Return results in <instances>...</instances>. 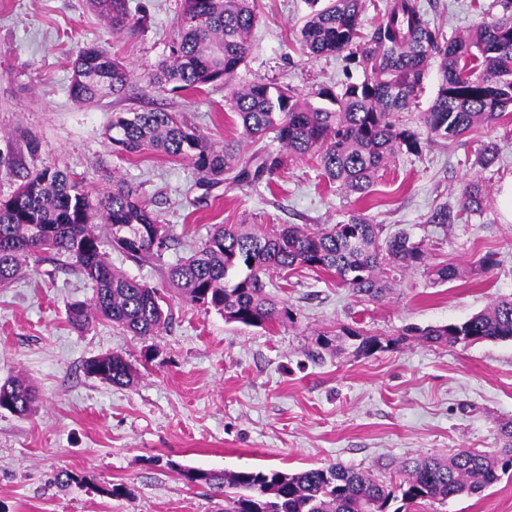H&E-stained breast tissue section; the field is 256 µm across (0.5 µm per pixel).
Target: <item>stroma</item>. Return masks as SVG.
<instances>
[{
    "label": "stroma",
    "instance_id": "obj_1",
    "mask_svg": "<svg viewBox=\"0 0 512 512\" xmlns=\"http://www.w3.org/2000/svg\"><path fill=\"white\" fill-rule=\"evenodd\" d=\"M180 2L129 0L145 22L115 33L86 0H0V198L17 190L22 166L68 171L95 196L119 175L177 238L160 263L107 251L114 269L159 288L172 313L168 328L148 342L106 322L73 330L66 307L91 297L93 288L59 263L44 261L0 286V382L21 377L37 393L28 416L0 411V512H219L222 498L186 485L179 468L294 473L339 463L390 481L405 458L500 447L499 428L512 421V341L429 345L401 333L463 321L512 294V222L498 202L501 187L512 183V112L459 140L398 155L363 199L330 185L308 158L287 162L267 184L208 189L188 160L123 153L108 135L113 113L162 109L216 143L239 139L227 87L175 93L143 79L166 54ZM420 4L449 35H466L501 14L495 0ZM256 5L252 50L235 84L266 78L310 98L364 80L362 65L347 54L311 59L302 52L305 0ZM91 44L118 56L131 83L121 97L84 105L69 85L77 52ZM487 143L497 152L484 167L477 151ZM474 180L488 192L482 212H461L444 229L427 224L436 205L458 209ZM352 210L384 233L406 229L424 242L431 262L458 268V278L438 284L419 268L397 277L383 301L364 304L332 274L275 273L268 291L293 319L264 329L225 322L166 284V264L188 256L213 225L313 228ZM488 255L497 264L481 270ZM343 325L388 346L370 356L328 352L312 362L307 353L317 333ZM397 336L401 344L391 345ZM149 344L157 356L145 367ZM112 351L139 367L133 386L85 375L87 360ZM62 471L77 473V480L58 484ZM118 483L124 494L109 495ZM409 512H512V475L482 495L425 500Z\"/></svg>",
    "mask_w": 512,
    "mask_h": 512
}]
</instances>
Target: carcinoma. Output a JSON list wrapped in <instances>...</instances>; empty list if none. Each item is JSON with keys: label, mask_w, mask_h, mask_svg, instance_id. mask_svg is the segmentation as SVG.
I'll return each instance as SVG.
<instances>
[{"label": "carcinoma", "mask_w": 512, "mask_h": 512, "mask_svg": "<svg viewBox=\"0 0 512 512\" xmlns=\"http://www.w3.org/2000/svg\"><path fill=\"white\" fill-rule=\"evenodd\" d=\"M497 2L501 17L464 37L447 38L419 0H388L370 33L362 31L365 0H308L303 52L317 58L347 51L361 58L370 75L339 93L320 89L317 98L326 106L267 79L232 90L228 101L241 121L242 139L270 137L278 151L259 149L243 159L240 143L219 146L173 112L132 110L112 113V146L186 159L213 185L229 179L252 186L285 162L311 156L328 182L363 198L388 161L421 149V137L402 124L399 114L409 111L432 66H437L439 86L422 116L427 139L456 141L512 106V0ZM88 8L115 31L141 22L131 15L129 0H88ZM257 19L254 0H182L168 55L147 72L148 86L175 91L227 85L251 52L249 33ZM130 79L124 64L92 44L73 62L69 91L76 101L93 104L124 94ZM485 205L482 185L469 184L461 210L479 213ZM454 221L446 205L426 218L442 228ZM381 234V225L357 210L315 229L217 224L193 254L167 265L166 280L171 290L205 312L214 310L228 323L264 328L292 320L288 306L266 291L272 273L298 268L332 272L356 298L377 303L392 274L427 264L423 243L406 231ZM175 241L172 227L159 220L128 181L115 177L106 193L94 197L69 172L43 168L27 173L16 192L0 200V284L16 280L27 260L40 261L48 253L93 284L91 297L67 305L72 329L83 333L94 322L107 321L146 340L168 327L171 313L159 289L112 269L103 246L108 243L134 260L161 262ZM430 273L436 282L447 283L457 278L458 269L441 263ZM403 335L450 345L461 336L472 344L512 340V296L461 323L409 326ZM336 336L351 340L357 356L382 349L379 339L357 329L342 328ZM333 342L328 333L317 334L309 358L321 360ZM85 372L121 387L133 386L138 378L137 368L119 352L91 358ZM35 401L26 380L0 383V410L26 416ZM500 436L502 448L492 452L462 449L449 458L405 459L395 484L335 463L295 473L195 468L178 473L187 484L205 485L223 497L222 512H389L396 500L402 505L395 512H405L420 500L475 495L497 483L512 469V421L500 427Z\"/></svg>", "instance_id": "cac0c4a2"}]
</instances>
